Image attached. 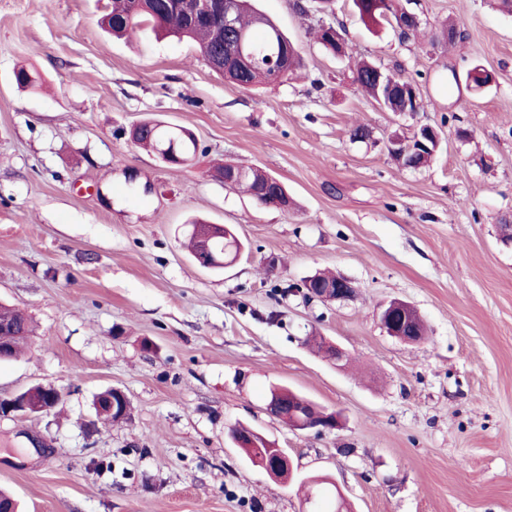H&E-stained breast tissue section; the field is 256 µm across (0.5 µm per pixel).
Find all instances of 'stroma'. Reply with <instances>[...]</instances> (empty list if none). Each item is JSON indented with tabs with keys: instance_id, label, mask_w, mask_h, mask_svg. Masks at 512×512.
I'll return each mask as SVG.
<instances>
[{
	"instance_id": "stroma-1",
	"label": "stroma",
	"mask_w": 512,
	"mask_h": 512,
	"mask_svg": "<svg viewBox=\"0 0 512 512\" xmlns=\"http://www.w3.org/2000/svg\"><path fill=\"white\" fill-rule=\"evenodd\" d=\"M110 2L0 0V303L34 327L0 362V395L63 394L50 415L0 418V490L21 512H302L303 483L325 476L351 512H512V9L398 0L420 20L404 39L353 0H254L304 66L243 88L152 24L108 35ZM322 25L347 55L317 42ZM362 59L424 109L380 111L354 81ZM476 66L490 85L454 83ZM21 67L35 86L16 85ZM148 119L191 131L196 156L171 167L135 146ZM424 125L439 149L402 168L389 137ZM227 160L279 179L288 211L216 181ZM196 216L243 243L224 271L186 248ZM317 272L354 297L305 299ZM392 299L417 310L422 341L381 328ZM109 387L127 420L96 417ZM274 388L343 427L289 429L265 409ZM238 423L285 449L290 481L230 442Z\"/></svg>"
}]
</instances>
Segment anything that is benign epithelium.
I'll list each match as a JSON object with an SVG mask.
<instances>
[{
	"mask_svg": "<svg viewBox=\"0 0 512 512\" xmlns=\"http://www.w3.org/2000/svg\"><path fill=\"white\" fill-rule=\"evenodd\" d=\"M179 8L189 18L195 21L218 20L229 29L236 28V15L238 0H176ZM210 66L218 73L226 76L235 71L238 62L232 56L215 55L209 61ZM381 95L377 97L376 106L384 112H409L410 101L415 99V91L412 83L401 80L398 84H380ZM176 136L170 138L167 146L157 150V157L167 165H184L189 159L177 151V143L191 142L194 140L192 134L177 127ZM419 155L426 158L434 154L440 141V132L432 126H422L416 136ZM404 140L392 138L388 142L390 155L397 163L404 168H422V165L415 164V157L409 155V151L403 147ZM269 184L273 189L264 191L256 197V202L264 207H276L284 211L288 210V192L284 186L274 177H269ZM191 233L199 241V248L195 259L200 267L214 270L225 268L232 263V260L224 258V252L217 249L214 241L218 236L214 235L213 227L200 224L191 225ZM301 293L309 299H319L324 302H345L350 300L355 289L353 283L342 277L334 281H325L320 276L314 275L303 280ZM411 316V307L408 303L394 300L380 306L378 319L382 329L390 336L403 341L415 342L417 337L405 333L408 317ZM62 399V392L49 385L32 387L11 398L0 397V416L28 417L31 415L50 414ZM308 401L300 396L290 405L282 401V393L275 392L267 400L266 408L270 411L281 412V409L288 408L282 412L281 419L288 428L293 430L315 429L322 433L332 431L341 427L342 420L339 413L307 416ZM94 409L97 416H111L119 414L125 417L128 411V397L118 387H110L99 393L94 402ZM232 442L241 448H256L258 455L253 457V463L265 470V472L276 482H283L291 478L293 465L289 456L283 449L277 448L268 442L262 434L253 429L241 434L235 430L229 432Z\"/></svg>",
	"mask_w": 512,
	"mask_h": 512,
	"instance_id": "7a95c632",
	"label": "benign epithelium"
}]
</instances>
